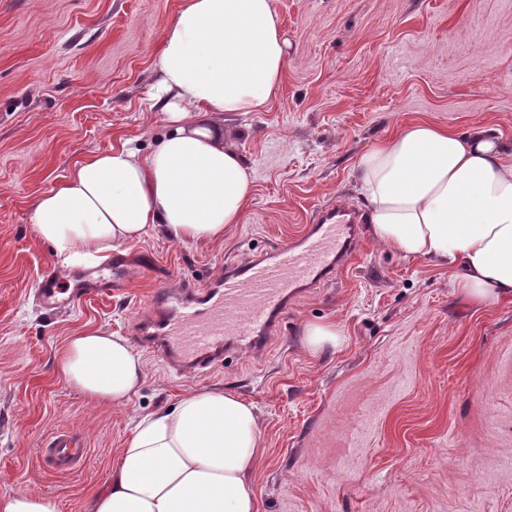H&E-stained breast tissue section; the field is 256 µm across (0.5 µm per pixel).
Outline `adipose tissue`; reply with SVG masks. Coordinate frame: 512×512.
<instances>
[{"mask_svg":"<svg viewBox=\"0 0 512 512\" xmlns=\"http://www.w3.org/2000/svg\"><path fill=\"white\" fill-rule=\"evenodd\" d=\"M286 40L272 0H184L162 33L154 100L165 131L149 153L126 141L79 160L37 196L31 222L69 269L159 226L172 242L217 241L239 223L251 176L224 145V114L262 111ZM356 176L379 242L448 265L455 288L493 304L512 296V141L488 126L408 123L360 155ZM58 371L89 398L128 400L143 384L122 336H69ZM264 448L256 408L194 390L139 415L89 512H258L252 476Z\"/></svg>","mask_w":512,"mask_h":512,"instance_id":"obj_1","label":"adipose tissue"}]
</instances>
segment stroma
Returning <instances> with one entry per match:
<instances>
[{
    "label": "stroma",
    "mask_w": 512,
    "mask_h": 512,
    "mask_svg": "<svg viewBox=\"0 0 512 512\" xmlns=\"http://www.w3.org/2000/svg\"><path fill=\"white\" fill-rule=\"evenodd\" d=\"M272 2L282 81L264 111L224 117L252 176L240 223L212 243L148 230L115 250L125 288L48 311L37 285L52 257L31 203L118 140L150 151L165 122L149 90L182 0H0V494L87 512L139 414L215 387L256 407L258 512H512V298L471 302L447 266L401 256L368 223L350 264L289 304L265 356L179 376L143 353L145 383L120 406L57 371L72 333L132 337L158 289L274 252L320 209L364 210L358 158L402 125H487L512 141V0ZM323 320L344 338L314 354L302 329ZM60 429L87 453L54 470L41 450Z\"/></svg>",
    "instance_id": "stroma-1"
}]
</instances>
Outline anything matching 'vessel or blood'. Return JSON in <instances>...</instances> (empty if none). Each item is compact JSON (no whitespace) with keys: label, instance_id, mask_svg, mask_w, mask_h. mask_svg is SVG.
<instances>
[{"label":"vessel or blood","instance_id":"b4317fda","mask_svg":"<svg viewBox=\"0 0 512 512\" xmlns=\"http://www.w3.org/2000/svg\"><path fill=\"white\" fill-rule=\"evenodd\" d=\"M361 216L339 207L318 213L296 243L273 257L227 262L205 287L185 281L155 293L151 312L140 319L136 334L143 348L163 356L179 371L197 374L223 363L228 354L247 349L264 353L281 328L288 301L299 289L328 281L350 260L361 236ZM125 264L115 259L107 267H91L73 275L72 298L111 296L124 281ZM60 275L46 269L39 297L47 309L61 302ZM49 461L72 464L84 450L65 432L50 443Z\"/></svg>","mask_w":512,"mask_h":512}]
</instances>
